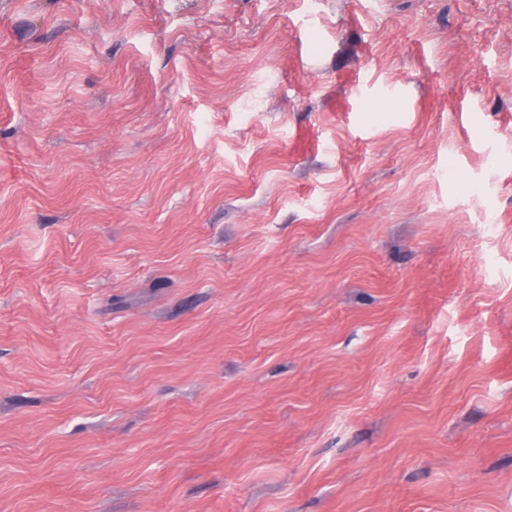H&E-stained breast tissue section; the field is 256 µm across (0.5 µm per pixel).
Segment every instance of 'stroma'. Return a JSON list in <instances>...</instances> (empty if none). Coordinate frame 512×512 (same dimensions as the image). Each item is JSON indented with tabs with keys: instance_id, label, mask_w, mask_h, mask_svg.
Masks as SVG:
<instances>
[{
	"instance_id": "stroma-1",
	"label": "stroma",
	"mask_w": 512,
	"mask_h": 512,
	"mask_svg": "<svg viewBox=\"0 0 512 512\" xmlns=\"http://www.w3.org/2000/svg\"><path fill=\"white\" fill-rule=\"evenodd\" d=\"M0 512H512V0H0Z\"/></svg>"
}]
</instances>
